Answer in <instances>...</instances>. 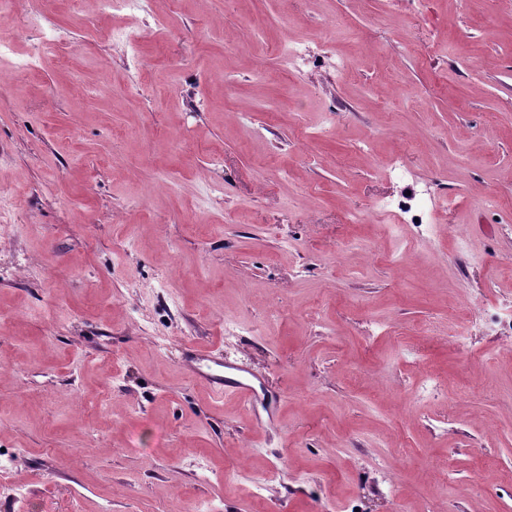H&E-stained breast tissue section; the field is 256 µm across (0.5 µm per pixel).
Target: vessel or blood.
<instances>
[{"mask_svg":"<svg viewBox=\"0 0 512 512\" xmlns=\"http://www.w3.org/2000/svg\"><path fill=\"white\" fill-rule=\"evenodd\" d=\"M183 364L196 379L205 381L215 396H233L249 404L258 396L255 374L241 364L217 356L214 350L188 346L183 352Z\"/></svg>","mask_w":512,"mask_h":512,"instance_id":"1","label":"vessel or blood"}]
</instances>
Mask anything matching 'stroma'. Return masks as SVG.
Wrapping results in <instances>:
<instances>
[{
  "label": "stroma",
  "mask_w": 512,
  "mask_h": 512,
  "mask_svg": "<svg viewBox=\"0 0 512 512\" xmlns=\"http://www.w3.org/2000/svg\"><path fill=\"white\" fill-rule=\"evenodd\" d=\"M1 43L0 512H512V345L451 319L512 307V0H16ZM408 201H398L396 207L399 211L405 214H409L411 216V220L415 224H427L429 223V219L432 215V194L431 192H427L421 194L418 197L412 198ZM415 218H418V221H415ZM183 365L197 380L206 382L209 391L217 396H233L252 404L258 396L254 381L258 376L241 364L224 360L215 350L191 345L183 352Z\"/></svg>",
  "instance_id": "obj_1"
}]
</instances>
